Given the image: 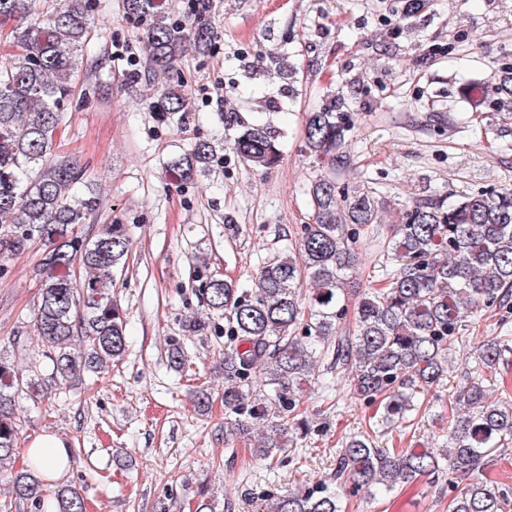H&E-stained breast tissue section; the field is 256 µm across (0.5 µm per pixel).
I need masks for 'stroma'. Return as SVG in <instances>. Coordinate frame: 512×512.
<instances>
[{"instance_id":"1","label":"stroma","mask_w":512,"mask_h":512,"mask_svg":"<svg viewBox=\"0 0 512 512\" xmlns=\"http://www.w3.org/2000/svg\"><path fill=\"white\" fill-rule=\"evenodd\" d=\"M93 18L95 52L76 78L55 152L77 162L85 185L100 189L80 234L130 227V252L112 285L127 312L129 347L118 365L41 402L16 395L19 446L45 434L66 441L73 460L44 487L71 484L87 512H195L203 487L217 512H266L270 494L328 477L342 444L368 431L374 411L343 377L331 390H307L310 430L291 443L287 461L261 456L257 431L225 444L224 320L192 335L183 330L189 317L207 312L193 266L206 259L209 273L247 285L294 245L319 173L301 149L307 114L332 95L356 114L336 181L371 189L380 202V222L358 244L355 287H381L396 268L387 243L405 205L512 187V126L498 117L512 101L495 80L512 66V0H427L412 20L399 0H214L205 21L216 41L179 62L187 107L174 116L151 109L161 80L148 68L143 30L122 0H95ZM274 63L291 78L271 74ZM217 80L224 84L220 108L211 100ZM223 110L280 131L273 168L256 172L237 157L218 122ZM201 139L216 146L209 175L168 182L166 163ZM44 252L36 240L0 259V355L18 364L36 348L24 329ZM498 333L493 314L472 318L423 410L410 413V426L377 433V447L446 446L448 394L464 377L512 401V373H489L479 358L481 342ZM172 337L189 359L180 372L165 357ZM204 394L210 407L203 414L197 398ZM448 498L445 482L421 477L371 504L348 498L347 510L447 512Z\"/></svg>"}]
</instances>
